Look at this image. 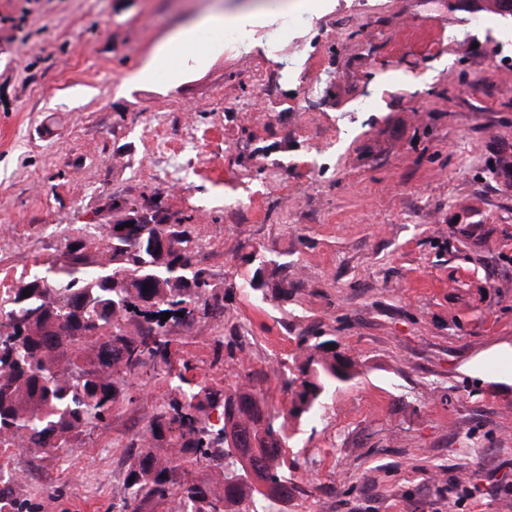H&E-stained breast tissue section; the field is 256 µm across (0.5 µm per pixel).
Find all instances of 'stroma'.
Listing matches in <instances>:
<instances>
[{"label":"stroma","instance_id":"obj_1","mask_svg":"<svg viewBox=\"0 0 512 512\" xmlns=\"http://www.w3.org/2000/svg\"><path fill=\"white\" fill-rule=\"evenodd\" d=\"M259 0H0V300L68 240L141 214L189 224L220 288L213 358L171 329L194 382L286 410L279 359L311 325L359 362L288 446V512H512V23L472 28L448 0H318L245 41H200L139 79L200 17ZM294 297L231 282L258 247ZM139 380L107 424L40 455L0 448L19 497L107 512L158 403ZM461 499L458 509L449 502Z\"/></svg>","mask_w":512,"mask_h":512}]
</instances>
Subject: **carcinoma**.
I'll return each mask as SVG.
<instances>
[{"label": "carcinoma", "mask_w": 512, "mask_h": 512, "mask_svg": "<svg viewBox=\"0 0 512 512\" xmlns=\"http://www.w3.org/2000/svg\"><path fill=\"white\" fill-rule=\"evenodd\" d=\"M105 256L90 259L95 239L66 245L63 259L33 271L0 307V447L54 454L75 432H91L129 395V381L173 376L170 323H224V292L194 260L188 224L144 221L104 227ZM252 298L267 300L266 273L288 266L264 253L247 257ZM30 290L31 295L23 296ZM170 313L162 320L160 314ZM304 362L278 360L288 416L269 409L248 390L231 392L176 375L181 398L157 406L139 439L145 451L127 469L119 512H146L171 501L174 512H283L288 486L282 455L296 423L315 417L336 387L359 376L356 358L327 347L310 328L300 337ZM222 426H204L208 411ZM253 438L254 474H241L228 431ZM158 442L176 445L191 462L221 469L224 485H200L165 465ZM16 478L0 477V512H43V502L13 496Z\"/></svg>", "instance_id": "carcinoma-1"}]
</instances>
